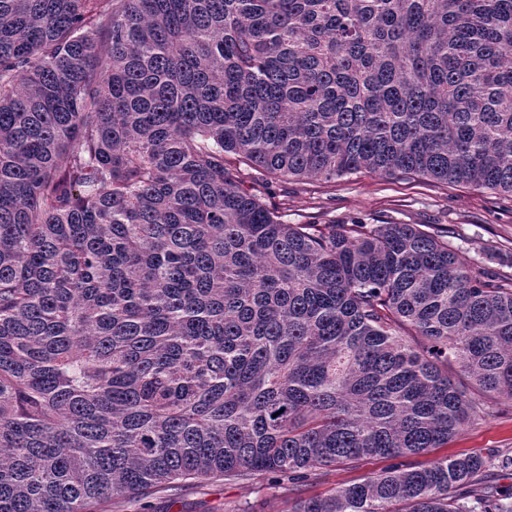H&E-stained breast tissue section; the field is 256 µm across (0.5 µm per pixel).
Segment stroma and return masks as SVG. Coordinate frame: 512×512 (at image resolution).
Here are the masks:
<instances>
[{"mask_svg":"<svg viewBox=\"0 0 512 512\" xmlns=\"http://www.w3.org/2000/svg\"><path fill=\"white\" fill-rule=\"evenodd\" d=\"M244 187L289 224H423L443 232L474 267L512 278V200L470 186L421 177L389 178L361 172L331 181L291 178L264 182L245 175ZM512 451V411L475 421L447 447L411 457V464L444 456ZM374 458L356 468H325L313 475L308 494L326 495L388 467ZM149 512H286L288 493L259 476L248 483L222 477L182 482L148 499Z\"/></svg>","mask_w":512,"mask_h":512,"instance_id":"stroma-1","label":"stroma"}]
</instances>
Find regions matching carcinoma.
<instances>
[{
  "label": "carcinoma",
  "mask_w": 512,
  "mask_h": 512,
  "mask_svg": "<svg viewBox=\"0 0 512 512\" xmlns=\"http://www.w3.org/2000/svg\"><path fill=\"white\" fill-rule=\"evenodd\" d=\"M243 165L512 198V0H0V512L259 475L288 512H512L508 453L299 486L511 403L512 280L287 224Z\"/></svg>",
  "instance_id": "carcinoma-1"
}]
</instances>
